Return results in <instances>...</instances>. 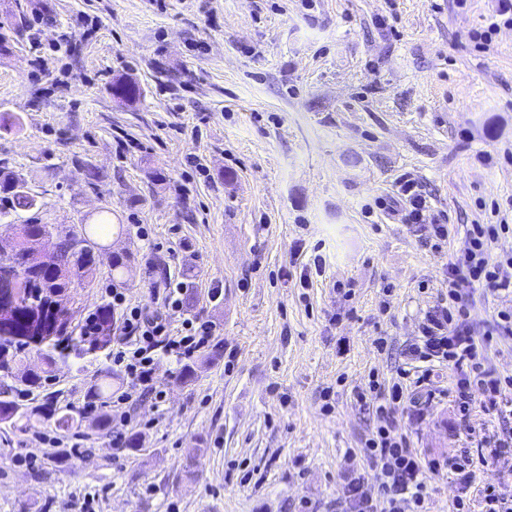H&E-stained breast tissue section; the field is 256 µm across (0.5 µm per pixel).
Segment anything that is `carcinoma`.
I'll list each match as a JSON object with an SVG mask.
<instances>
[{
	"label": "carcinoma",
	"mask_w": 512,
	"mask_h": 512,
	"mask_svg": "<svg viewBox=\"0 0 512 512\" xmlns=\"http://www.w3.org/2000/svg\"><path fill=\"white\" fill-rule=\"evenodd\" d=\"M141 95L137 84L119 79L112 83V96L131 101ZM0 194L12 211H32L38 208L36 195L29 191L25 183L5 163L0 161ZM105 222L87 229L74 224H40L29 219L14 228V236L18 240L17 251L10 257H0V275L10 274L23 284L21 295L25 303L20 306V312H26L30 305H51V296L62 293L78 282L86 287H92L97 277V262L102 245L93 236L100 234ZM54 240L57 262L54 268L35 267L26 260V255L40 247L46 239ZM131 257L126 253L111 256L110 275L114 280L123 279L130 270ZM97 316L102 325L104 336L100 345L109 340L112 328V307L102 304L97 308ZM32 348L27 342L11 338H0V378L5 383L0 386V425L27 430L39 423L52 421L60 428L73 426L76 417L81 412L70 410L64 415H58L57 408L51 404H43L30 411H23L10 398L13 386L6 380L15 378V369L22 362L21 354ZM57 360L51 355L43 356L39 366L25 367L22 374V384L39 388L52 377ZM112 387V370L102 371L99 382L89 390V399L99 401L105 398Z\"/></svg>",
	"instance_id": "carcinoma-1"
}]
</instances>
